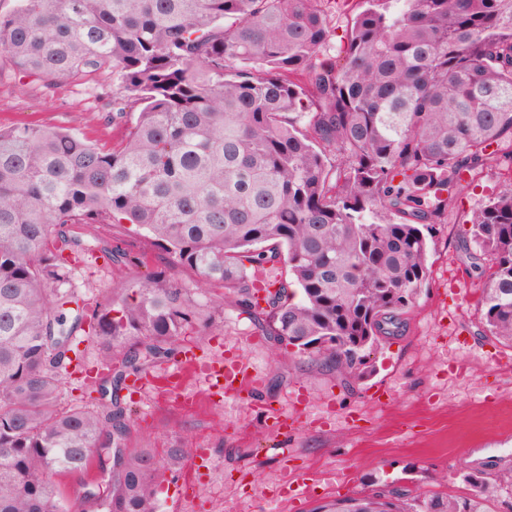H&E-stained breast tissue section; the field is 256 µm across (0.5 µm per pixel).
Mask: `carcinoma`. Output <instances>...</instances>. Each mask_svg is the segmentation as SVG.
I'll list each match as a JSON object with an SVG mask.
<instances>
[{"label":"carcinoma","instance_id":"1","mask_svg":"<svg viewBox=\"0 0 512 512\" xmlns=\"http://www.w3.org/2000/svg\"><path fill=\"white\" fill-rule=\"evenodd\" d=\"M329 0H19L0 56L49 89L112 77L117 147L64 128L0 127V512H156L189 449L130 446L126 380L207 335L197 294L156 269L77 302L72 224H132L169 265L219 284L276 347L348 393L405 331L428 286L424 226L464 174L512 172V0H361L328 53ZM140 105L126 122L130 102ZM335 157L330 163L329 156ZM483 279V334L512 345V189L458 244ZM92 338L96 398L62 405ZM76 477L67 498L56 483ZM512 457L478 463L472 492L400 488L317 512H486Z\"/></svg>","mask_w":512,"mask_h":512}]
</instances>
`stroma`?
Masks as SVG:
<instances>
[{
  "instance_id": "35a3bbf8",
  "label": "stroma",
  "mask_w": 512,
  "mask_h": 512,
  "mask_svg": "<svg viewBox=\"0 0 512 512\" xmlns=\"http://www.w3.org/2000/svg\"><path fill=\"white\" fill-rule=\"evenodd\" d=\"M0 70L5 73L0 79V126L26 122L65 128L100 144L119 141V129L100 120L102 82H65L53 89L33 83L21 94L7 60H0ZM510 189L512 174L491 166L462 182L454 208L428 236L430 285L418 295L404 335L383 342L372 354L374 369L354 394L338 393L334 424L275 438L267 432L264 414L237 410L232 402L188 412L170 401L129 396L133 447L178 443L209 453L210 461L199 473L204 493L189 499L182 495L181 483L162 484L156 490L158 512H313L385 484L413 496L439 492L459 497L470 491L464 477L475 464L512 456V372L499 371L492 363L499 354L512 357V348L480 335L481 283L465 273L455 251L481 205ZM72 232L118 241L130 255L146 256L153 266L165 263L163 253L134 226L76 224ZM135 273V268L85 255L75 283L80 298L87 300ZM459 288L465 298L449 301L447 316L437 317L439 298ZM458 325L464 329L459 342L445 343V331ZM252 329L247 314L228 306L223 321L196 344L220 354L234 336ZM248 357L263 370L265 385L273 389L270 403L280 409L287 408V395L296 384L319 390L335 383L310 373L299 358L274 352L264 337ZM387 387L390 402L372 410L373 394ZM284 459L318 484L314 496L288 506L240 501V493L263 484Z\"/></svg>"
}]
</instances>
